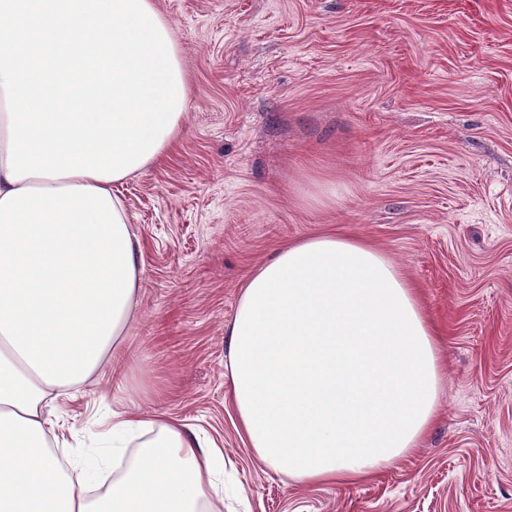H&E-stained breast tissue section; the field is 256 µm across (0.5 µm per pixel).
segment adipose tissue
I'll return each mask as SVG.
<instances>
[{
	"instance_id": "adipose-tissue-1",
	"label": "adipose tissue",
	"mask_w": 512,
	"mask_h": 512,
	"mask_svg": "<svg viewBox=\"0 0 512 512\" xmlns=\"http://www.w3.org/2000/svg\"><path fill=\"white\" fill-rule=\"evenodd\" d=\"M0 89V512H224V451L126 396L95 468L67 453L57 404L124 360L143 282L117 180L7 178ZM238 429L268 469L353 484L418 447L436 419L439 335L367 242L312 235L251 272L228 328Z\"/></svg>"
}]
</instances>
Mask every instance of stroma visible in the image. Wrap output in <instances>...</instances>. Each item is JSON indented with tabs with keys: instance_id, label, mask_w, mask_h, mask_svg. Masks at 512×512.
<instances>
[{
	"instance_id": "stroma-1",
	"label": "stroma",
	"mask_w": 512,
	"mask_h": 512,
	"mask_svg": "<svg viewBox=\"0 0 512 512\" xmlns=\"http://www.w3.org/2000/svg\"><path fill=\"white\" fill-rule=\"evenodd\" d=\"M183 134L122 193L143 285L126 364L145 412L224 450V512H512V0H155ZM345 233L417 289L445 362L418 448L358 484L265 468L237 429L226 327L285 243ZM104 379L72 443L120 411Z\"/></svg>"
}]
</instances>
